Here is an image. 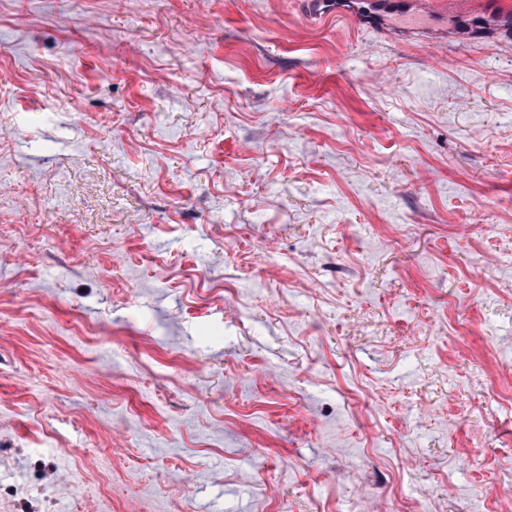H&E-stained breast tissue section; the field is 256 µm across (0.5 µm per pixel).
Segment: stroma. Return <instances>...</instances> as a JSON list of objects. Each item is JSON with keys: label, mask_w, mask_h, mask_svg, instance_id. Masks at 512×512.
<instances>
[{"label": "stroma", "mask_w": 512, "mask_h": 512, "mask_svg": "<svg viewBox=\"0 0 512 512\" xmlns=\"http://www.w3.org/2000/svg\"><path fill=\"white\" fill-rule=\"evenodd\" d=\"M0 0V512H512V6ZM422 3L424 2H416L415 0H377L374 15L382 18L385 13L399 14L408 20L410 29L420 30L422 29L420 26L422 14L416 8Z\"/></svg>", "instance_id": "35a3bbf8"}]
</instances>
